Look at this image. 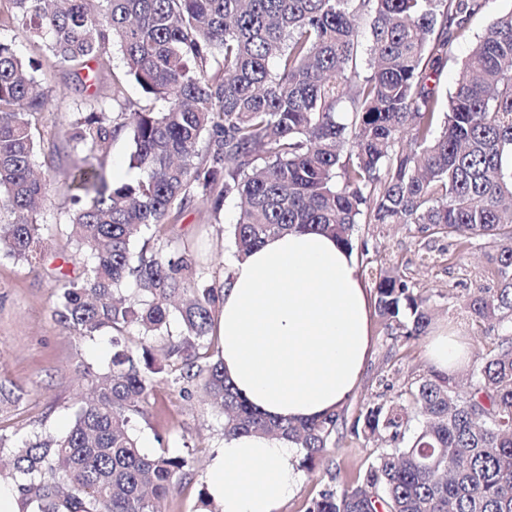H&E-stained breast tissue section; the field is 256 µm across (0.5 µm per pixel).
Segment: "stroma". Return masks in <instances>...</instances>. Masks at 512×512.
I'll list each match as a JSON object with an SVG mask.
<instances>
[{
  "label": "stroma",
  "instance_id": "stroma-1",
  "mask_svg": "<svg viewBox=\"0 0 512 512\" xmlns=\"http://www.w3.org/2000/svg\"><path fill=\"white\" fill-rule=\"evenodd\" d=\"M511 10L512 0H488L484 12L472 18L437 79L442 94L452 90L489 16ZM0 41L12 44L20 56L33 61L39 76L50 79L55 87L54 101L42 119L53 157L45 168L51 179L50 191L37 214L43 226V261L32 268L0 258V380L24 393L18 406L0 413V433L21 441L41 430L60 435L69 429L86 388L85 379L75 370L76 363L103 371L112 345L106 335L93 342L70 335L57 323L51 297L59 273L75 277L82 271L81 265L72 261V248L62 233L72 210V192L65 175L74 157L70 121L74 113L85 111L96 89L82 87L75 77L55 68L53 58L12 24L0 22ZM238 215L235 200L226 201L217 217L197 200L165 226L162 239L189 242L206 275L221 280L235 261L229 230ZM486 253L483 241L462 245L418 224L360 225L353 251L358 266H397L415 288L430 295L435 310L430 333L446 329L466 341L474 329L463 320L460 303L473 289L486 284ZM371 331L369 358L356 390L338 410L342 422L327 454L342 481L356 475L375 448L374 443L350 432L360 405L378 398L395 399L405 385L430 368L426 340L387 336L376 319ZM153 384L147 412L133 419L132 428L145 453L162 448L175 454L191 453L190 477L174 483L160 508L162 512H195L208 465L224 445L223 418L201 389L183 396L162 373L154 375Z\"/></svg>",
  "mask_w": 512,
  "mask_h": 512
}]
</instances>
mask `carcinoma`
<instances>
[{"instance_id": "cac0c4a2", "label": "carcinoma", "mask_w": 512, "mask_h": 512, "mask_svg": "<svg viewBox=\"0 0 512 512\" xmlns=\"http://www.w3.org/2000/svg\"><path fill=\"white\" fill-rule=\"evenodd\" d=\"M10 2L12 22L76 78L85 70L102 83L115 48L124 61L70 123L81 154L67 172L65 234L87 263L52 289L57 322L78 338L112 333V358L101 373L78 366L87 393L65 435L16 444L0 433L19 512H158L191 457L143 454L130 423L164 370L183 392L202 386L224 436L285 439L303 462L325 459L339 414L270 420L224 375L213 338L224 283L197 270L189 244L168 251L146 240L134 251L139 234L187 203L217 215L229 198L240 200L239 258L308 230L351 252L361 224H422L490 244L492 285L464 301L478 329L469 381L432 370L395 401L363 404L353 433L384 447L355 480L330 476L306 512H512V11L489 19L444 97L438 75L486 0H101L97 14L88 0ZM361 18L370 20L364 75ZM129 80L166 110L111 111L127 104ZM53 93L0 42V256L32 268L47 194L34 172L39 119ZM126 131L136 176L114 182L98 151ZM368 275L387 334L427 335L430 296L395 268ZM131 325L135 348L124 338ZM159 339L163 366L151 346ZM411 409L426 421L407 440Z\"/></svg>"}]
</instances>
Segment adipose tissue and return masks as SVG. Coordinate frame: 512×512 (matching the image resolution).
I'll list each match as a JSON object with an SVG mask.
<instances>
[{
    "label": "adipose tissue",
    "mask_w": 512,
    "mask_h": 512,
    "mask_svg": "<svg viewBox=\"0 0 512 512\" xmlns=\"http://www.w3.org/2000/svg\"><path fill=\"white\" fill-rule=\"evenodd\" d=\"M370 301L354 256L329 235L292 232L236 261L224 285L218 334L235 390L274 420L318 419L353 394L369 357ZM427 356L442 374L471 363L458 338L434 336ZM287 440L225 439L206 477L221 512H283L301 486Z\"/></svg>",
    "instance_id": "obj_1"
}]
</instances>
